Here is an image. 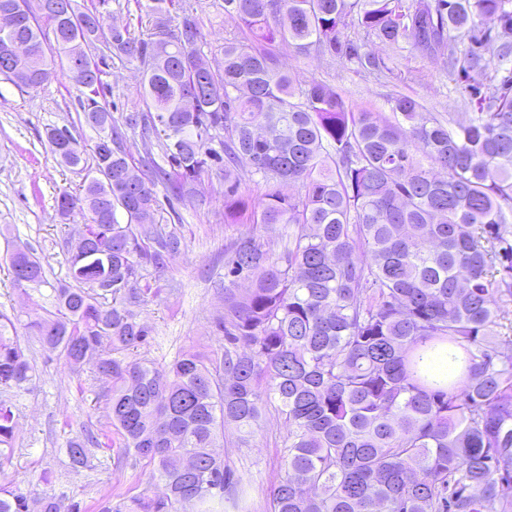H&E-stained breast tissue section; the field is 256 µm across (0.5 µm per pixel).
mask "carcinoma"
Segmentation results:
<instances>
[{"mask_svg":"<svg viewBox=\"0 0 512 512\" xmlns=\"http://www.w3.org/2000/svg\"><path fill=\"white\" fill-rule=\"evenodd\" d=\"M102 2L0 0L12 21L0 57L30 84L1 70L0 81L35 91L41 67L65 59L98 133L91 153L61 154L72 132L47 130L58 161L83 174L58 209L84 224L53 309L24 323L0 311V392L36 378L27 336L75 370L94 362L106 424L67 439L71 466H91L115 434L163 487L102 512H246L219 448L226 430L252 436L267 407L287 428L270 512H512V351L500 349L512 343V0H224L241 27L215 67L185 0H134L151 24L142 36ZM351 21L443 59L470 111L444 119L401 94L387 114L358 109L270 49L384 68ZM114 59L143 67V108L120 126L99 101ZM127 129L161 139L170 169L134 166ZM243 161L265 187L253 202L239 193ZM204 174L224 181V215L287 224L291 240L277 259L251 233L236 240L228 275L251 285L224 289V353L159 365L139 356L153 328L137 308L159 294L181 239L142 219L158 210L156 183L179 197ZM6 262L18 289L46 283L33 251L8 248ZM14 429L0 400V512H88L6 481Z\"/></svg>","mask_w":512,"mask_h":512,"instance_id":"obj_1","label":"carcinoma"}]
</instances>
